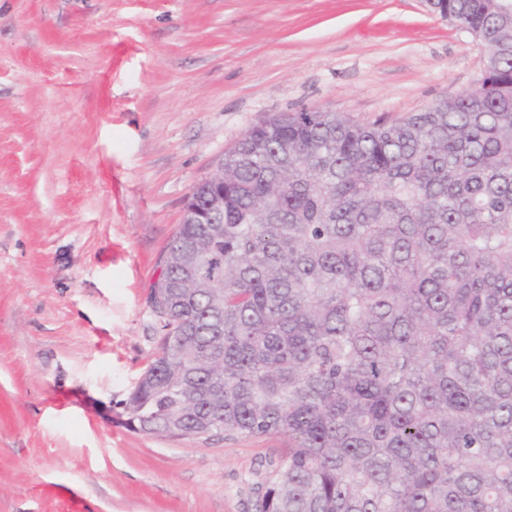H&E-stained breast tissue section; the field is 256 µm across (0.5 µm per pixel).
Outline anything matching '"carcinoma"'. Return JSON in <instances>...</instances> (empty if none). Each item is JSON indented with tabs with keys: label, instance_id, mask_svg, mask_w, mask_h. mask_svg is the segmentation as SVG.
I'll return each instance as SVG.
<instances>
[{
	"label": "carcinoma",
	"instance_id": "1",
	"mask_svg": "<svg viewBox=\"0 0 512 512\" xmlns=\"http://www.w3.org/2000/svg\"><path fill=\"white\" fill-rule=\"evenodd\" d=\"M436 0L484 81L401 119L281 112L181 224L134 431L288 439L256 512H512V16Z\"/></svg>",
	"mask_w": 512,
	"mask_h": 512
}]
</instances>
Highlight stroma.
I'll return each mask as SVG.
<instances>
[{"mask_svg":"<svg viewBox=\"0 0 512 512\" xmlns=\"http://www.w3.org/2000/svg\"><path fill=\"white\" fill-rule=\"evenodd\" d=\"M484 62L424 0H0V512H255L286 437L121 419L186 197L272 114L398 119Z\"/></svg>","mask_w":512,"mask_h":512,"instance_id":"1","label":"stroma"}]
</instances>
